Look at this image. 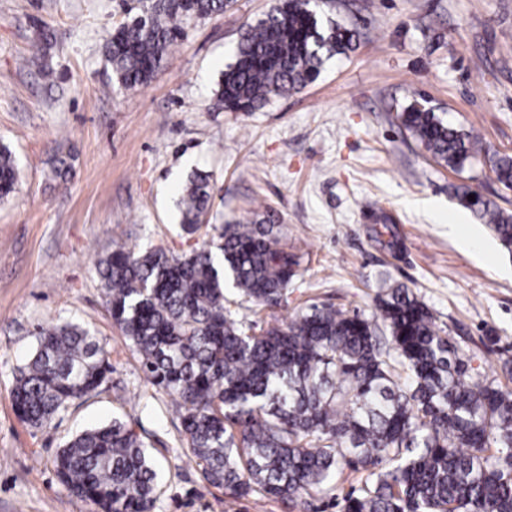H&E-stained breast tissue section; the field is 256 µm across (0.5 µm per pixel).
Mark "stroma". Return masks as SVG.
Wrapping results in <instances>:
<instances>
[{"mask_svg": "<svg viewBox=\"0 0 512 512\" xmlns=\"http://www.w3.org/2000/svg\"><path fill=\"white\" fill-rule=\"evenodd\" d=\"M274 0H234L184 25L143 87L114 86L108 33L122 0H0V145L15 154L16 191L0 200V512H98L56 478L57 451L76 433L120 419L159 470L154 512H289L279 500L225 498L183 451L178 408L148 385L107 310L95 259L119 245L179 255L178 202L192 171L215 185L207 224L270 217L299 255L276 312L232 305L263 327L309 305L374 313L392 284L411 288L472 365L502 377L512 360V255L453 193L470 186L512 210V190L487 158L463 172L437 164L404 130L396 107L427 100L491 150L512 155V0H322L354 29L301 93L254 112H225L212 91L242 33ZM69 171L54 173L58 159ZM390 215L396 250L376 242ZM74 322L98 336L114 371L51 427L16 416L10 392L39 327ZM496 337L488 345V337Z\"/></svg>", "mask_w": 512, "mask_h": 512, "instance_id": "obj_1", "label": "stroma"}]
</instances>
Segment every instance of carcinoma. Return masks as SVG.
Here are the masks:
<instances>
[{
    "label": "carcinoma",
    "mask_w": 512,
    "mask_h": 512,
    "mask_svg": "<svg viewBox=\"0 0 512 512\" xmlns=\"http://www.w3.org/2000/svg\"><path fill=\"white\" fill-rule=\"evenodd\" d=\"M106 43L112 78L147 84L182 34L181 22L220 15L233 0H138ZM357 32L324 17L316 0H276L241 35L214 89L215 106L254 112L314 82L330 59L354 49ZM397 118L438 164L462 171L483 150L416 99ZM491 155V154H489ZM512 189V155L489 158ZM18 166L0 145V199L16 191ZM465 188L455 197L512 253V213ZM209 175L195 173L180 201L182 229L201 228ZM202 246L174 256L120 246L96 261L107 309L147 381L178 403L186 451L224 496L296 502L335 491L364 472L339 512H512V363L505 381L473 371L406 286L377 298L370 319L312 305L259 334L232 318L226 287L244 302L281 307L297 274L266 220L211 226ZM380 319L387 335L375 323ZM112 361L75 324L40 329L19 369L11 402L24 422L51 425L67 406L102 387ZM56 475L99 512H154L157 471L125 422L85 430L60 449Z\"/></svg>",
    "instance_id": "carcinoma-1"
}]
</instances>
